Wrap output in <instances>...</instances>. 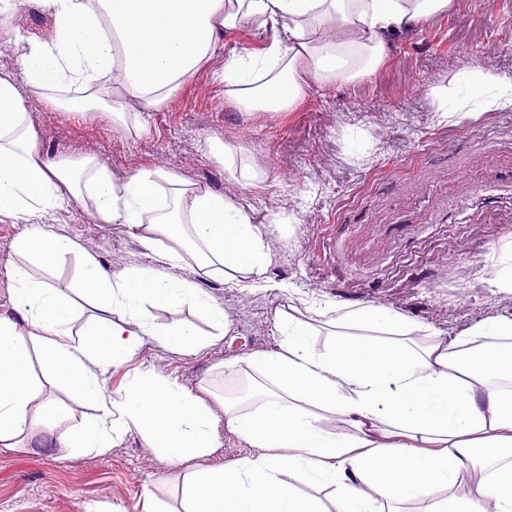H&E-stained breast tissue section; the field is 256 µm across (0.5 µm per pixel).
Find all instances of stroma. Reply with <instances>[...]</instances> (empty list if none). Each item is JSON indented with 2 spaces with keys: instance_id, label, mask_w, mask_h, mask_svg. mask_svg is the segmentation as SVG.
Segmentation results:
<instances>
[{
  "instance_id": "obj_1",
  "label": "stroma",
  "mask_w": 512,
  "mask_h": 512,
  "mask_svg": "<svg viewBox=\"0 0 512 512\" xmlns=\"http://www.w3.org/2000/svg\"><path fill=\"white\" fill-rule=\"evenodd\" d=\"M266 40L263 30L241 25L165 108L143 113L128 102L141 115L139 131L28 99L42 153L97 156L118 180L141 168L176 172L240 201L268 232L260 281H198L227 315L224 335L193 309L149 308L157 327L188 321L209 343L187 355L146 339L131 362L106 370L111 389L153 369L194 391H236L250 356L278 350L284 312L381 305L417 325L422 342L434 331L454 335L492 315L512 316V293L491 284L494 255L512 246V104L443 121L434 97L472 67L512 78V0H454L448 13L390 37L385 63L365 80L314 86L291 112L237 111L215 73L232 51L259 50ZM212 140L241 148L264 182L234 179L209 155ZM49 222L112 269L162 265L86 207L57 211ZM23 229L22 221H0V318L14 321L21 315L9 272ZM172 473L134 431L102 455L75 456L48 440L0 453V512H85L95 504L141 512L148 494L164 512H179Z\"/></svg>"
}]
</instances>
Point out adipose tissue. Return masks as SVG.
I'll return each mask as SVG.
<instances>
[{
  "label": "adipose tissue",
  "mask_w": 512,
  "mask_h": 512,
  "mask_svg": "<svg viewBox=\"0 0 512 512\" xmlns=\"http://www.w3.org/2000/svg\"><path fill=\"white\" fill-rule=\"evenodd\" d=\"M53 22L51 41L7 29L25 76H0V217L23 220L10 271L21 322L0 319V448L53 433L69 409L41 400L43 381L68 386L95 415L62 435L72 453H106L137 431L177 468L183 512H323L313 489H334L335 512H383L418 501L423 512H512V317L492 316L456 336L413 343L394 309L367 305L331 319L316 349L312 321L282 314L280 349L256 355L243 395L194 392L159 372L109 391L105 368L129 361L145 337L185 354L205 344L190 325L160 329L145 306L197 309L225 328L199 278L241 283L264 276V225L239 201L181 175L142 169L114 181L97 157L49 159L37 144L25 96L56 107L111 101L161 107L205 66L225 33L251 23L268 35L262 51L227 57L220 79L241 112H286L313 85L357 82L383 65L386 39L448 11L452 0H35ZM484 110L512 102V79L474 67L436 93L441 112L460 108L456 86ZM89 204L102 224L126 227L164 261L161 269L103 266L47 225L54 212ZM74 255L78 271L60 287L32 267ZM191 269L194 280L182 278ZM81 296L94 316L74 333ZM256 452L212 463L220 427Z\"/></svg>",
  "instance_id": "adipose-tissue-1"
}]
</instances>
